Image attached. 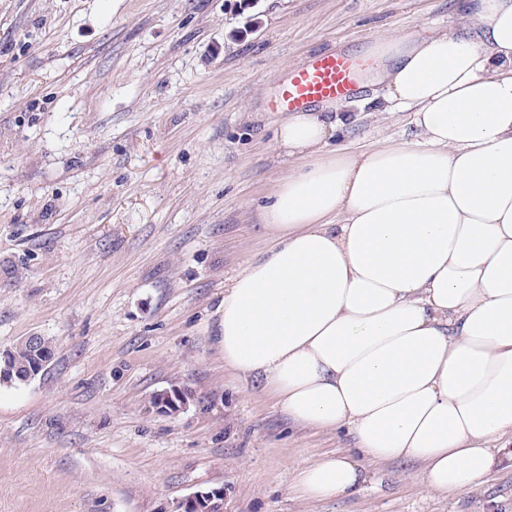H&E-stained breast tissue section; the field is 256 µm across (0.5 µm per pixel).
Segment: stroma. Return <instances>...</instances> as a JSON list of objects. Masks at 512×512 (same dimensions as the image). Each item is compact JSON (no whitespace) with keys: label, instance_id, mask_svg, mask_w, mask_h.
Listing matches in <instances>:
<instances>
[{"label":"stroma","instance_id":"obj_1","mask_svg":"<svg viewBox=\"0 0 512 512\" xmlns=\"http://www.w3.org/2000/svg\"><path fill=\"white\" fill-rule=\"evenodd\" d=\"M453 0H0V353L54 356L0 385V512H512V468L424 490L369 465L306 500L297 469L350 437L300 427L225 367L224 289L273 242L259 220L292 169L276 79L312 54L444 25ZM341 153L399 142L407 112L354 103ZM207 500L208 502H212L215 500V502L211 503V506L216 509L217 512H223V505L222 502L224 500V490L223 488H212L208 491L204 490H198L193 495L185 499L181 502V509L182 512H197V511H191L195 507H197V504L200 501Z\"/></svg>","mask_w":512,"mask_h":512}]
</instances>
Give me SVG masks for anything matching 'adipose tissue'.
I'll use <instances>...</instances> for the list:
<instances>
[{"label": "adipose tissue", "mask_w": 512, "mask_h": 512, "mask_svg": "<svg viewBox=\"0 0 512 512\" xmlns=\"http://www.w3.org/2000/svg\"><path fill=\"white\" fill-rule=\"evenodd\" d=\"M456 12L371 46L359 95L410 112L409 139L324 153L348 123L336 102L277 125L306 164L261 214L274 248L224 290L225 366L288 420L354 440L296 471L308 500L365 483L356 454L474 491L512 444V0Z\"/></svg>", "instance_id": "ef3b65f1"}]
</instances>
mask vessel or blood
Here are the masks:
<instances>
[{
	"label": "vessel or blood",
	"mask_w": 512,
	"mask_h": 512,
	"mask_svg": "<svg viewBox=\"0 0 512 512\" xmlns=\"http://www.w3.org/2000/svg\"><path fill=\"white\" fill-rule=\"evenodd\" d=\"M368 65L367 59L336 52L315 55L279 82L271 108L295 112L325 101L347 102Z\"/></svg>",
	"instance_id": "1"
}]
</instances>
